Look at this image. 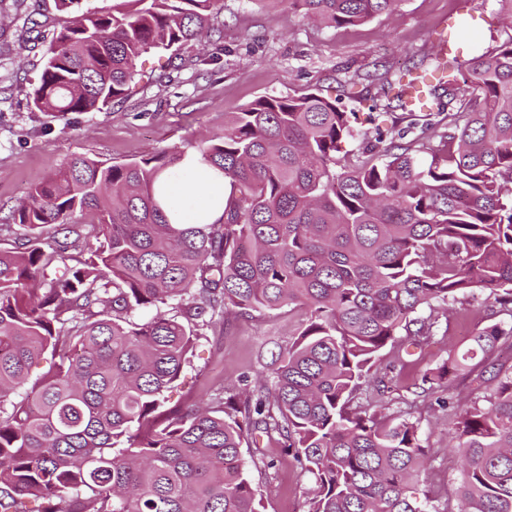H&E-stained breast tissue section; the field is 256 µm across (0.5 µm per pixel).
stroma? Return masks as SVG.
<instances>
[{"label":"stroma","mask_w":512,"mask_h":512,"mask_svg":"<svg viewBox=\"0 0 512 512\" xmlns=\"http://www.w3.org/2000/svg\"><path fill=\"white\" fill-rule=\"evenodd\" d=\"M465 9L472 25L451 46L466 61L508 31L498 0H403L393 15L361 25L328 27L305 18L288 0H219L214 36L184 45L178 53L156 50L136 63L130 92L102 112L51 118L33 108L28 94L43 68L45 39L66 25L54 0H0V248L12 247L20 226L8 222L10 209L30 190L63 168L72 157L126 162L174 146L198 150L223 137L224 115L264 95L299 96L319 90L355 113L360 137L343 143L357 151L363 136L374 135L369 118L376 101L375 77L429 64L436 42L447 35L448 13ZM37 22L28 29L26 19ZM486 293L475 290L463 301L471 314L451 317L447 335L436 336L407 356L397 390L387 394L391 410L402 409L407 384L464 346L463 329L491 322ZM300 321L285 310L250 318L232 315L202 327L188 366L168 394L172 407L186 406L209 389L243 388L270 380L272 357L288 347ZM512 364V341L499 344L485 360L474 361L456 387L483 392L492 368ZM448 394L419 398L411 409L425 445L424 486L429 512H456L460 460L448 450L453 419ZM243 455L262 486L266 512H305L313 486L277 441L257 436Z\"/></svg>","instance_id":"obj_1"}]
</instances>
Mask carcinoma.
<instances>
[{"mask_svg": "<svg viewBox=\"0 0 512 512\" xmlns=\"http://www.w3.org/2000/svg\"><path fill=\"white\" fill-rule=\"evenodd\" d=\"M216 2L55 0L72 17L45 47L31 103L57 119L104 110L140 56L210 35ZM291 2L348 26L403 0ZM438 67L382 79L408 124L352 155L337 156L352 113L317 92L234 113L200 149L230 188L215 224H180L158 201L179 147L124 163L75 156L29 192L11 214L23 237L0 249V512H265L242 451L255 432L280 436L313 478L306 512H427L418 423L354 399L393 391L382 352L435 335L459 296L483 289L512 317V35L433 82ZM440 87L455 112L433 111ZM422 140L437 141L428 163L412 153ZM77 210L93 214L94 243L73 257L43 231L81 236L67 224ZM284 308L301 322L270 383L161 411L198 327ZM509 338L512 324L477 326L410 395L451 388ZM43 359L47 373L18 392ZM493 377L492 393L448 401L458 512H512V366ZM242 411L255 414L248 430Z\"/></svg>", "mask_w": 512, "mask_h": 512, "instance_id": "carcinoma-1", "label": "carcinoma"}]
</instances>
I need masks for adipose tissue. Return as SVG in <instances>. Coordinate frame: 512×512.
I'll use <instances>...</instances> for the list:
<instances>
[{
  "label": "adipose tissue",
  "instance_id": "ef3b65f1",
  "mask_svg": "<svg viewBox=\"0 0 512 512\" xmlns=\"http://www.w3.org/2000/svg\"><path fill=\"white\" fill-rule=\"evenodd\" d=\"M187 178L165 182L164 208L180 207L184 224H213L224 213L229 187L219 171L207 165L199 154H186Z\"/></svg>",
  "mask_w": 512,
  "mask_h": 512
}]
</instances>
